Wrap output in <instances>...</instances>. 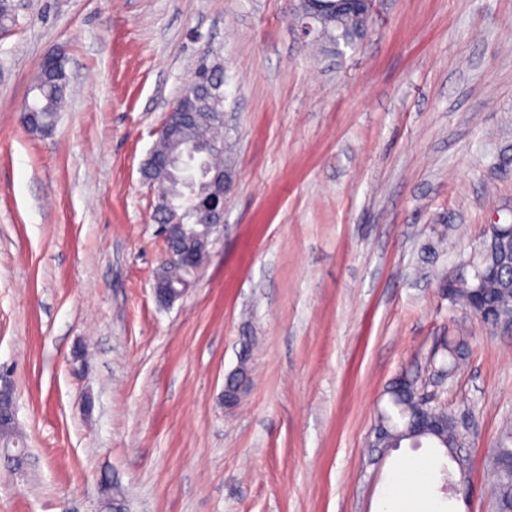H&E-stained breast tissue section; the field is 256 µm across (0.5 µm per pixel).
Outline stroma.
<instances>
[{
    "mask_svg": "<svg viewBox=\"0 0 512 512\" xmlns=\"http://www.w3.org/2000/svg\"><path fill=\"white\" fill-rule=\"evenodd\" d=\"M0 36V371L30 453L0 457V512H496L512 429V334L442 283L512 224V0H375L369 32L315 52L293 0H14ZM66 59L51 134L22 105ZM224 67L238 179L187 295L159 307L164 251L140 165L201 56ZM465 339L456 375L433 367ZM88 361L75 371L72 352ZM248 354L252 385L221 400ZM418 378L468 430V499L440 449L369 445L384 389ZM93 399L84 411V396ZM424 461L428 472L400 473Z\"/></svg>",
    "mask_w": 512,
    "mask_h": 512,
    "instance_id": "obj_1",
    "label": "stroma"
}]
</instances>
